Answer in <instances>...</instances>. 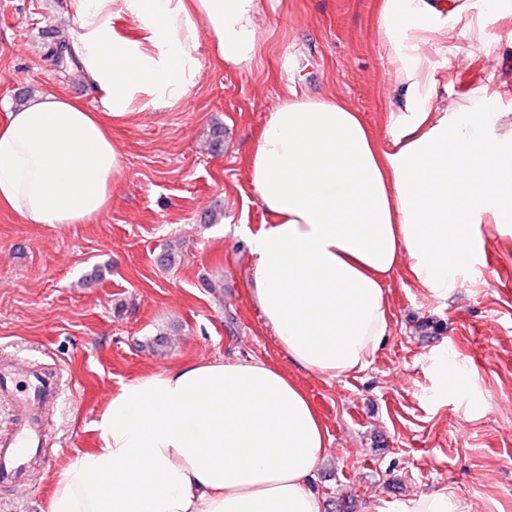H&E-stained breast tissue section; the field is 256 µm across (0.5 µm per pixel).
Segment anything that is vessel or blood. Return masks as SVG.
Masks as SVG:
<instances>
[{
	"label": "vessel or blood",
	"instance_id": "vessel-or-blood-1",
	"mask_svg": "<svg viewBox=\"0 0 512 512\" xmlns=\"http://www.w3.org/2000/svg\"><path fill=\"white\" fill-rule=\"evenodd\" d=\"M0 397L16 410L14 428L0 433V483L20 488L26 483L28 458L43 445L46 404L59 398L56 375L23 359L1 366Z\"/></svg>",
	"mask_w": 512,
	"mask_h": 512
}]
</instances>
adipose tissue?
I'll return each mask as SVG.
<instances>
[{"label":"adipose tissue","instance_id":"obj_1","mask_svg":"<svg viewBox=\"0 0 512 512\" xmlns=\"http://www.w3.org/2000/svg\"><path fill=\"white\" fill-rule=\"evenodd\" d=\"M268 0H68L72 46L101 112L46 93L0 123V203L64 232L97 220L123 157L105 117L182 104L201 78L199 35L225 69L259 58ZM506 12L468 16L458 0H377L376 34L396 95L376 135L346 100L290 93L250 154L258 205L248 294L298 370H364L390 332L387 288L407 272L437 296L512 224V114L502 89L444 107L440 49L459 25L485 37ZM99 445L67 459L49 512H321L329 439L287 371L253 357L154 371L113 392Z\"/></svg>","mask_w":512,"mask_h":512}]
</instances>
